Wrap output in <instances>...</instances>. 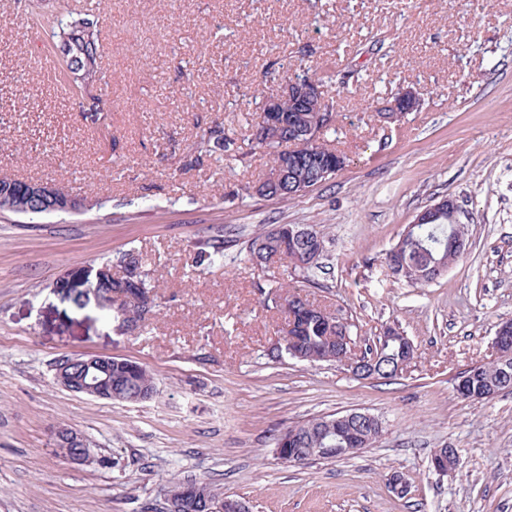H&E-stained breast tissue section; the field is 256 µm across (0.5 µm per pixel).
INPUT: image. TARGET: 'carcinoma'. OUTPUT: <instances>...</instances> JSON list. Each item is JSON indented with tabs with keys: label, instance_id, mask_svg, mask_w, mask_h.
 <instances>
[{
	"label": "carcinoma",
	"instance_id": "obj_1",
	"mask_svg": "<svg viewBox=\"0 0 512 512\" xmlns=\"http://www.w3.org/2000/svg\"><path fill=\"white\" fill-rule=\"evenodd\" d=\"M100 22L90 18V14H79L66 20L62 33L57 38H65L62 46L64 62L73 79L69 82L72 90L82 88L87 81L92 83L100 80ZM311 112H279L276 118L268 113L259 115V122L251 141L252 149H264L273 155V167H279L293 173V179L283 178L278 183L268 180L262 182L258 195L263 197L292 199L297 194V188L303 184L313 187L336 175V163L343 160L337 152L327 148L320 140H307L303 143L291 142L290 127L302 125L319 127L326 131L333 125L336 113L322 112L320 107L312 105ZM293 143L291 149H281V146ZM228 149L224 127L214 125L208 127L197 144L199 154H211ZM318 168L328 170L327 175L318 180H312V173ZM0 184L13 187L11 198L0 200V210L13 213L26 212V203L22 196L24 181L1 177ZM420 235L427 240L425 244H409L404 261L406 272L402 277L414 285L424 286L430 280L419 277L434 258H445L447 262L455 261L459 255L455 247L448 242V222L424 224ZM305 247L302 241H288V225L279 224L264 230L251 238L248 244L250 260L260 266H268L272 258L288 257L294 268L297 255ZM123 269L131 268L134 276L123 275L112 279L103 288V292L121 293L126 298V314L131 322H139L136 302L142 290H151L149 271L145 269L143 259L135 251H127L119 258ZM287 305V313L292 316L293 327L289 331L290 339L285 345L277 344L268 350L269 358L279 361L285 357L310 363L336 362V355L350 352V347L343 344L344 336L352 334L353 324L348 317L338 310L334 313L313 305L298 293H289L283 297ZM153 382L152 374L143 366L112 369V388L126 395H131L146 383ZM330 417L316 418L303 424L292 426L285 433L294 435L292 446L295 448H328V459L342 456L341 449L346 443L334 433L325 431V422ZM220 501L215 499V490L210 484L199 482L196 489L186 497V509L190 512H222L218 509Z\"/></svg>",
	"mask_w": 512,
	"mask_h": 512
}]
</instances>
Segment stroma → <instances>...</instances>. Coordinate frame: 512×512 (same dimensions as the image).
<instances>
[{
    "label": "stroma",
    "instance_id": "obj_1",
    "mask_svg": "<svg viewBox=\"0 0 512 512\" xmlns=\"http://www.w3.org/2000/svg\"><path fill=\"white\" fill-rule=\"evenodd\" d=\"M100 18L111 104L78 107L42 67L49 29L32 13ZM311 69L333 102L324 141L345 165L293 199L254 188L272 165L240 156L263 96ZM417 110L385 127L376 109L403 90ZM229 151L191 164L203 130ZM0 176L59 183L81 214L0 211V512H142L193 479L251 512H512V391L466 402L458 376L492 361L512 319V0H0ZM467 246L419 287L386 253L442 198ZM273 224L314 228L318 269L247 256ZM224 260L197 264L217 236ZM142 253L156 306L117 330L89 293L95 273ZM342 310L359 345L397 326L415 347L406 373L359 380L334 365L268 358L288 320L273 293ZM120 356L157 384L130 403L74 394L55 363ZM383 431L352 456L289 464L284 429L336 413ZM95 444L70 463L60 426ZM458 463L441 473L436 449ZM410 481L407 496L389 485Z\"/></svg>",
    "mask_w": 512,
    "mask_h": 512
}]
</instances>
